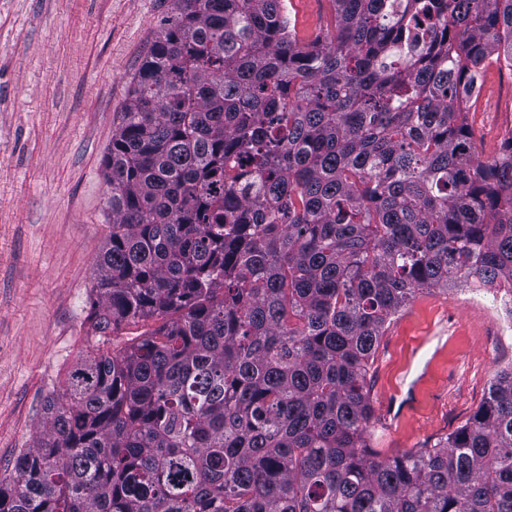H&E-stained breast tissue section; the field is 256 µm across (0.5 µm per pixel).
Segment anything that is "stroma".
<instances>
[{
    "label": "stroma",
    "instance_id": "obj_1",
    "mask_svg": "<svg viewBox=\"0 0 512 512\" xmlns=\"http://www.w3.org/2000/svg\"><path fill=\"white\" fill-rule=\"evenodd\" d=\"M168 0H0V478L13 477L52 392L112 348L88 319L108 232L104 161L116 115ZM512 121V71L488 68L470 116L481 160ZM512 367L498 294L432 288L392 319L374 363L372 445L436 442Z\"/></svg>",
    "mask_w": 512,
    "mask_h": 512
}]
</instances>
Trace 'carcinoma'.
Wrapping results in <instances>:
<instances>
[{
    "mask_svg": "<svg viewBox=\"0 0 512 512\" xmlns=\"http://www.w3.org/2000/svg\"><path fill=\"white\" fill-rule=\"evenodd\" d=\"M106 155L91 356L0 512H512V370L427 448L370 443L368 374L418 291L512 298V142L460 87L512 70V0H169ZM288 8L300 36H305L310 29L326 31L332 25L333 9L329 0H291Z\"/></svg>",
    "mask_w": 512,
    "mask_h": 512,
    "instance_id": "1",
    "label": "carcinoma"
}]
</instances>
